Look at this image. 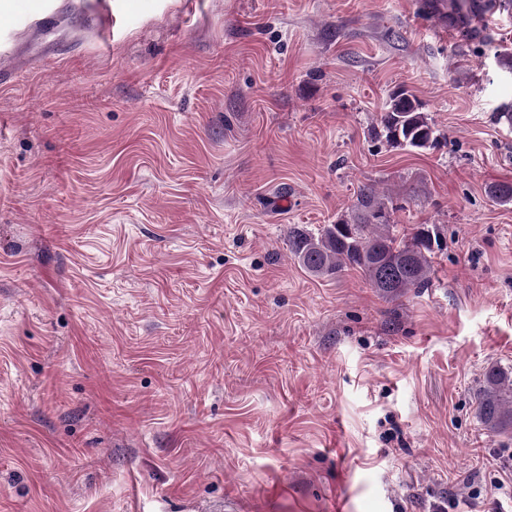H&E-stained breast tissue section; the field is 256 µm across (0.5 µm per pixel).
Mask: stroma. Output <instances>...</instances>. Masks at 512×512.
<instances>
[{
  "mask_svg": "<svg viewBox=\"0 0 512 512\" xmlns=\"http://www.w3.org/2000/svg\"><path fill=\"white\" fill-rule=\"evenodd\" d=\"M427 0H68L0 84V512H512V10ZM406 89L443 139L368 131ZM437 225L429 288L316 278L288 230ZM477 409L486 427L512 434V368L492 365L485 369Z\"/></svg>",
  "mask_w": 512,
  "mask_h": 512,
  "instance_id": "35a3bbf8",
  "label": "stroma"
}]
</instances>
